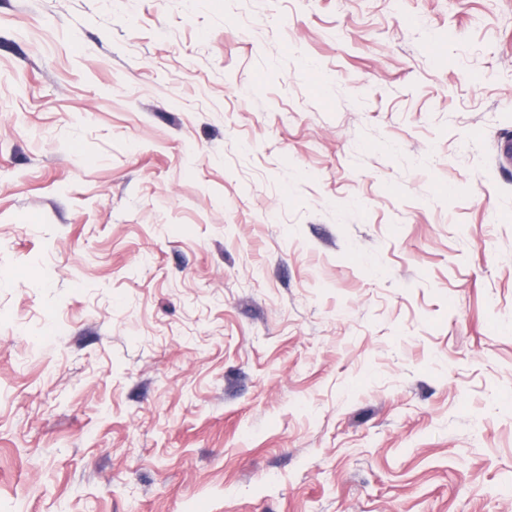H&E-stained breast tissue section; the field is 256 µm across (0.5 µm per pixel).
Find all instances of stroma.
<instances>
[{
	"instance_id": "35a3bbf8",
	"label": "stroma",
	"mask_w": 512,
	"mask_h": 512,
	"mask_svg": "<svg viewBox=\"0 0 512 512\" xmlns=\"http://www.w3.org/2000/svg\"><path fill=\"white\" fill-rule=\"evenodd\" d=\"M512 0H0V512H512Z\"/></svg>"
}]
</instances>
